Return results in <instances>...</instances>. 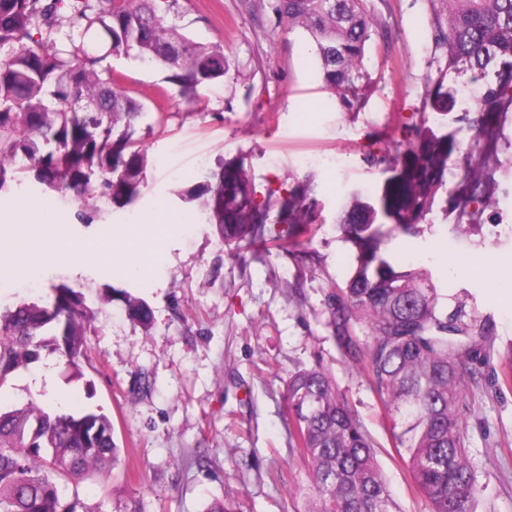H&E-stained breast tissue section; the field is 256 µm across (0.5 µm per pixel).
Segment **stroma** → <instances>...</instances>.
<instances>
[{"label": "stroma", "instance_id": "35a3bbf8", "mask_svg": "<svg viewBox=\"0 0 512 512\" xmlns=\"http://www.w3.org/2000/svg\"><path fill=\"white\" fill-rule=\"evenodd\" d=\"M373 39L370 82L354 106L316 76L310 40L289 30L272 0H173L167 21L223 46L235 69L223 82L180 96L157 63L106 57L148 108L134 125L147 157L140 194L125 208L83 203L18 173L0 193V215L30 209L28 224H59L79 239L135 224L163 223L145 275L92 254L76 268L42 267L30 287L22 262L0 280V310L46 298L55 284L79 292L93 318L81 377L42 354L0 393V407L70 396V409L107 414L120 450L114 468L85 476V512H208L231 497L241 512H303L304 470L292 448L285 392L296 371L322 367L356 411L398 512H428L386 426L385 406L360 366L346 359L329 326V299L344 287L356 253L339 222L353 195L375 192L417 128L437 121L426 86L444 65L435 48L446 0H365ZM240 158L257 199L306 187L314 221L293 252L276 246L238 258L209 221L201 186L220 162ZM493 203L467 233L437 204L416 233L392 232L384 252L399 271H425L440 305L462 300L485 321L488 339L465 376L466 443L484 491L478 512H512V111L501 122ZM93 209L91 222L81 221ZM490 257L494 275L474 269ZM145 301L150 326L128 317L126 296Z\"/></svg>", "mask_w": 512, "mask_h": 512}]
</instances>
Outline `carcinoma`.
<instances>
[{
  "label": "carcinoma",
  "mask_w": 512,
  "mask_h": 512,
  "mask_svg": "<svg viewBox=\"0 0 512 512\" xmlns=\"http://www.w3.org/2000/svg\"><path fill=\"white\" fill-rule=\"evenodd\" d=\"M161 0H0V191L18 171L50 188L106 198L120 207L140 192L146 157L132 140L145 106L119 77H102L97 49L159 62L165 82L187 96L223 81L232 61L224 48L195 41L167 24ZM448 26L435 44L446 50L444 75L426 86L439 116L422 126L403 159L389 169L379 191L357 199L342 219L357 265L346 287L329 302L334 339L344 355L366 368L381 395L394 447L430 512H476L482 492L459 415L472 353L486 338L485 324L468 316L464 302L439 307L440 292L416 269L397 271L382 251V226L416 231L436 202L446 198L457 226L480 221L494 194L496 120L512 108V0H446ZM275 11L316 46L317 75L349 104L369 80L364 59L372 20L363 0H275ZM66 13L69 33L55 34ZM478 83L473 104L460 103L445 75ZM474 113V140L486 151L459 153L445 121ZM123 127L113 136L116 127ZM457 156V180L445 179ZM99 184L91 188V176ZM208 184L207 209L224 243L266 242L281 235L277 222L296 229L313 221L306 194L256 191L243 161L226 159ZM128 315L148 325L149 306L127 297ZM80 293L54 285L40 303L22 302L0 313V391L41 352L60 354L80 373L84 320ZM291 438L306 468L301 492L307 512H396L373 441L355 410L322 368L292 374L287 385ZM118 448L112 421L92 408L52 409L35 401L0 411V512H81L78 493L60 482H79L113 464Z\"/></svg>",
  "instance_id": "cac0c4a2"
}]
</instances>
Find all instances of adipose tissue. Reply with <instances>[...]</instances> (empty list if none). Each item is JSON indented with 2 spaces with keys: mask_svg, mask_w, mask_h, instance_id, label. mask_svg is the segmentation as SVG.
Returning <instances> with one entry per match:
<instances>
[{
  "mask_svg": "<svg viewBox=\"0 0 512 512\" xmlns=\"http://www.w3.org/2000/svg\"><path fill=\"white\" fill-rule=\"evenodd\" d=\"M18 245L33 267L47 262L58 267H70L88 254L112 250L109 241L77 240L56 227L39 224L26 227Z\"/></svg>",
  "mask_w": 512,
  "mask_h": 512,
  "instance_id": "1",
  "label": "adipose tissue"
}]
</instances>
